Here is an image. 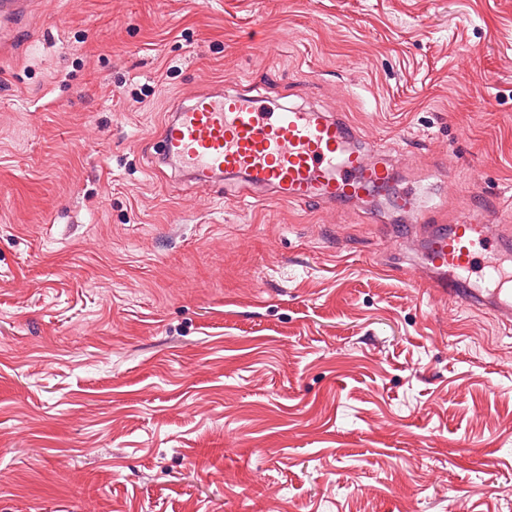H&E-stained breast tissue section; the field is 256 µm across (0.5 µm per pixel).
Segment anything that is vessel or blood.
<instances>
[{
	"label": "vessel or blood",
	"instance_id": "b4317fda",
	"mask_svg": "<svg viewBox=\"0 0 512 512\" xmlns=\"http://www.w3.org/2000/svg\"><path fill=\"white\" fill-rule=\"evenodd\" d=\"M30 0H0V44L14 43L13 28ZM162 166L180 167L205 187L223 177L270 189L294 204L352 201L383 187L390 163L349 145V127L338 117L296 105L268 109L235 90L193 94L172 112L158 134ZM494 207H462L452 229H440L422 265L430 292L485 310L512 323V249Z\"/></svg>",
	"mask_w": 512,
	"mask_h": 512
}]
</instances>
